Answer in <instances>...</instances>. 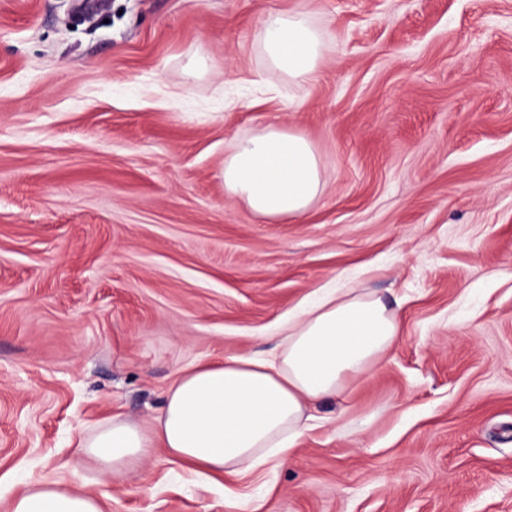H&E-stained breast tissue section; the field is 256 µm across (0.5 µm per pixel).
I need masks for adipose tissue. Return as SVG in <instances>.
I'll return each instance as SVG.
<instances>
[{"instance_id":"1","label":"adipose tissue","mask_w":512,"mask_h":512,"mask_svg":"<svg viewBox=\"0 0 512 512\" xmlns=\"http://www.w3.org/2000/svg\"><path fill=\"white\" fill-rule=\"evenodd\" d=\"M261 48L272 67L297 82L311 79L323 57L321 35L304 8L265 16ZM224 188L258 215L298 217L323 191L322 160L304 135L267 127L225 159ZM399 334L381 298L322 289L289 313L273 357L235 354L185 368L155 424L116 414L81 446L115 476L152 448L210 477L282 466L312 428L316 406L376 367ZM11 512H103V506L97 495L48 483L25 489Z\"/></svg>"}]
</instances>
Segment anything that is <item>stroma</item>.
Segmentation results:
<instances>
[{
    "instance_id": "stroma-1",
    "label": "stroma",
    "mask_w": 512,
    "mask_h": 512,
    "mask_svg": "<svg viewBox=\"0 0 512 512\" xmlns=\"http://www.w3.org/2000/svg\"><path fill=\"white\" fill-rule=\"evenodd\" d=\"M309 7L296 82L260 46ZM0 0V512L26 486L105 512H512V0ZM273 125L324 190L271 220L224 189ZM394 302L398 344L276 470L213 483L153 448L180 370L270 353L328 284ZM309 10L270 13L262 21V52L272 67L293 81L311 79L320 67L323 43Z\"/></svg>"
}]
</instances>
